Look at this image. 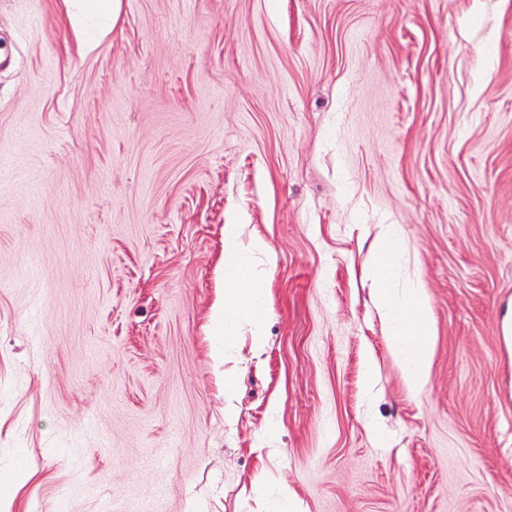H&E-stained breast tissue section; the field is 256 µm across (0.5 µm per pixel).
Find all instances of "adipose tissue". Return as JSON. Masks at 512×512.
I'll list each match as a JSON object with an SVG mask.
<instances>
[{"label":"adipose tissue","instance_id":"obj_1","mask_svg":"<svg viewBox=\"0 0 512 512\" xmlns=\"http://www.w3.org/2000/svg\"><path fill=\"white\" fill-rule=\"evenodd\" d=\"M66 16L78 31L82 51L96 50L107 29L116 24L122 0H63ZM405 246L395 224L383 225L373 247L372 274L375 287L372 301L385 324L388 350L401 362L406 382L414 392L428 385L433 358V324L426 306L421 282L399 290L394 282L399 275L398 260ZM259 285L249 269L236 265L232 281L225 286L221 302L213 309L212 323L217 334L232 337L239 325H248L254 349L264 345L263 322L255 310Z\"/></svg>","mask_w":512,"mask_h":512}]
</instances>
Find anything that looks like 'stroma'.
I'll list each match as a JSON object with an SVG mask.
<instances>
[{
	"label": "stroma",
	"instance_id": "35a3bbf8",
	"mask_svg": "<svg viewBox=\"0 0 512 512\" xmlns=\"http://www.w3.org/2000/svg\"><path fill=\"white\" fill-rule=\"evenodd\" d=\"M0 47V512H512V0H123L89 53L0 0ZM229 224L257 353L213 333ZM404 246L398 224H383L373 247L372 301L385 324L388 350L401 362L410 389L421 393L428 385L434 330L423 284L415 281L402 292L393 288Z\"/></svg>",
	"mask_w": 512,
	"mask_h": 512
}]
</instances>
